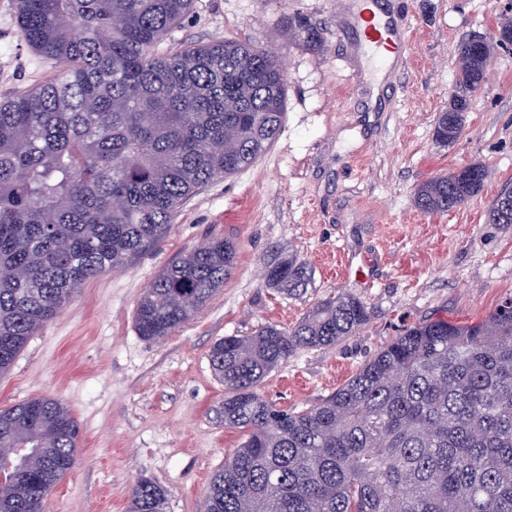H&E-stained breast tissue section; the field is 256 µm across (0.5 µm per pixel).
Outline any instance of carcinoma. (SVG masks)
<instances>
[{"mask_svg": "<svg viewBox=\"0 0 512 512\" xmlns=\"http://www.w3.org/2000/svg\"><path fill=\"white\" fill-rule=\"evenodd\" d=\"M193 0H15L25 41L59 73L0 101V375L78 288L157 246L180 207L207 184L256 161L286 112L275 53L224 40L159 49ZM284 33L317 49L301 17ZM483 72L459 65L455 86ZM466 100L435 136L457 139ZM489 176L481 163L422 183L426 213L465 204ZM490 224H512V190ZM236 247L210 238L167 266L139 299L136 329L160 340L224 286ZM265 285L301 296L311 270L296 254L267 263ZM368 320L339 294L289 329L226 336L208 358L224 385V426L243 442L211 477L207 512H512V297L478 321L429 318L366 361L336 392L300 411L260 385L299 350L334 345ZM78 426L43 396L0 409V457L24 444L43 464L18 470L0 512H44L74 466ZM168 492L138 479L128 512H167Z\"/></svg>", "mask_w": 512, "mask_h": 512, "instance_id": "cac0c4a2", "label": "carcinoma"}]
</instances>
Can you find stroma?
Returning <instances> with one entry per match:
<instances>
[{"instance_id": "obj_1", "label": "stroma", "mask_w": 512, "mask_h": 512, "mask_svg": "<svg viewBox=\"0 0 512 512\" xmlns=\"http://www.w3.org/2000/svg\"><path fill=\"white\" fill-rule=\"evenodd\" d=\"M380 2L194 0L164 37L167 51L224 39L270 49L284 68L287 110L255 163L190 198L158 247L83 284L0 375V408L51 396L78 423L75 464L46 512H126L142 477L167 489L168 512H205L212 475L242 441L217 416L224 387L208 353L220 338L292 327L341 293L364 302L369 318L359 330L297 352L262 383L265 398L300 410L329 397L407 325L477 320L512 295V224L487 221L512 187V45L495 48L458 140L435 139L459 45L491 36L512 17V0H390L411 50L386 73L360 44L359 16ZM288 17L321 27L323 45L308 50L283 37ZM58 71L22 40L14 0H0V99ZM476 161L490 175L467 204L443 214L416 207L421 183ZM210 237L237 245L231 277L174 333L143 339L135 309L145 289ZM288 251L312 271L300 297L261 278Z\"/></svg>"}]
</instances>
